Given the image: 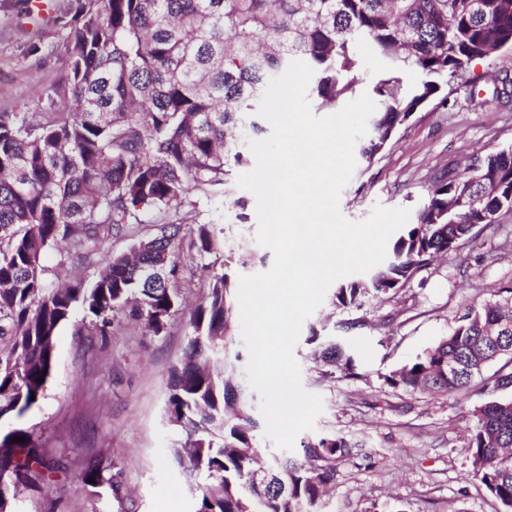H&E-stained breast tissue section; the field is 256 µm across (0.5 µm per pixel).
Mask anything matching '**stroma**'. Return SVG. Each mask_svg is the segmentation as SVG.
Masks as SVG:
<instances>
[{
  "instance_id": "1",
  "label": "stroma",
  "mask_w": 512,
  "mask_h": 512,
  "mask_svg": "<svg viewBox=\"0 0 512 512\" xmlns=\"http://www.w3.org/2000/svg\"><path fill=\"white\" fill-rule=\"evenodd\" d=\"M71 0H48L45 10L30 0H0V110L28 114L48 108L47 92L67 69L56 24ZM36 54H28L29 45ZM512 79V49L472 63L463 79L447 86L446 100H433L398 127L373 161L357 159L340 197L351 220L366 218L375 205L417 211L443 172L464 169L471 157L512 146V103L494 89ZM248 223L236 220L231 200L190 197L180 210L183 224H212L227 249L252 243L254 257L244 272L267 271L271 249L258 245L252 193L236 189ZM48 282L78 273L86 284L100 276L101 256H85L69 243L43 259ZM512 282V213L480 224L417 273L402 290L371 294L361 307L342 308L332 297L303 323L295 357L304 388L319 394L323 411L314 434L330 432L355 445L353 456L336 464L329 496L317 512H503L479 480L468 477L470 412L482 401L512 397V387L491 391L475 379L458 394L430 395L393 389L385 374L448 334L458 316L480 307ZM336 337L352 355L355 376L328 377L310 356L312 333ZM190 327L177 315L161 336L121 326L99 336L94 327L63 325L45 394L20 420L47 455L60 465L39 487L22 489L24 512H118L108 486L76 479L87 465L123 469L136 512H195L182 471L166 462L180 435L167 425L165 400L172 368L180 360Z\"/></svg>"
}]
</instances>
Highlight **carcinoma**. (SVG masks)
I'll return each instance as SVG.
<instances>
[{
  "label": "carcinoma",
  "instance_id": "1",
  "mask_svg": "<svg viewBox=\"0 0 512 512\" xmlns=\"http://www.w3.org/2000/svg\"><path fill=\"white\" fill-rule=\"evenodd\" d=\"M57 22L68 65L50 89L49 112L41 121L0 112V419L8 421L44 396L58 330L75 309L100 324L102 336L122 322L159 336L180 313L181 253L202 260L224 241L211 224L183 232L177 214L192 192L232 195L231 168L248 164V141L264 132L260 99L291 61L314 69L320 104L353 91L347 75L360 42L389 61L373 87V134L360 148L370 162L395 128L474 61L512 48V0H71ZM408 69L423 75L411 92L403 87ZM503 212H512V147L439 177L390 257L337 283L334 302L358 308L371 291L405 287L433 255ZM138 224L153 233L127 252L106 254L95 283L73 273L47 286L42 259L58 241L99 252L107 238ZM252 260L249 245H240L222 272L209 275L190 314L192 333L171 370L165 405L184 441L167 460L206 477L191 488L199 491L196 512H315L334 463L354 448L343 437L309 438L301 454L280 455L268 482L247 480L257 461V422L248 390L235 381L241 354L230 264ZM152 263L162 269L156 285L141 276ZM504 321L512 324V285L459 316L448 335L384 376L386 384L450 394L498 363L494 388L512 385V331L492 341ZM310 342L324 363L353 374L352 356L336 341L315 332ZM450 358L457 361L451 372ZM471 415L470 474L512 512V399L492 397ZM56 469L32 432L0 433V478L8 482L0 512H16L19 486ZM76 478L109 483L123 502L121 468L106 478L87 467Z\"/></svg>",
  "mask_w": 512,
  "mask_h": 512
}]
</instances>
